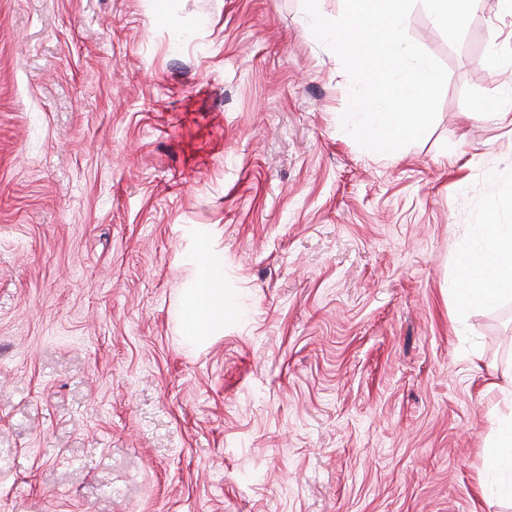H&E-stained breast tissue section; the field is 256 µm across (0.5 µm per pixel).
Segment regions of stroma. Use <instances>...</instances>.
Returning <instances> with one entry per match:
<instances>
[{
	"mask_svg": "<svg viewBox=\"0 0 512 512\" xmlns=\"http://www.w3.org/2000/svg\"><path fill=\"white\" fill-rule=\"evenodd\" d=\"M405 29L447 80L390 156L302 0H0V512H512V301L449 289L512 225V120L476 110L512 9ZM217 260L207 257L197 266L193 299L187 311L190 339L203 341L211 333L223 325L224 319V288H212L214 270ZM495 438L489 454L490 466H496L503 457L512 459V414L508 419L497 417L494 421Z\"/></svg>",
	"mask_w": 512,
	"mask_h": 512,
	"instance_id": "stroma-1",
	"label": "stroma"
}]
</instances>
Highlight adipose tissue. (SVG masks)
<instances>
[{
  "instance_id": "adipose-tissue-1",
  "label": "adipose tissue",
  "mask_w": 512,
  "mask_h": 512,
  "mask_svg": "<svg viewBox=\"0 0 512 512\" xmlns=\"http://www.w3.org/2000/svg\"><path fill=\"white\" fill-rule=\"evenodd\" d=\"M484 255L479 266L461 272L454 291L463 302L496 303L512 297V225L484 224L480 227ZM214 259L207 258L197 266L195 290L187 311L192 340L202 341L218 329L224 319V291L214 287Z\"/></svg>"
}]
</instances>
